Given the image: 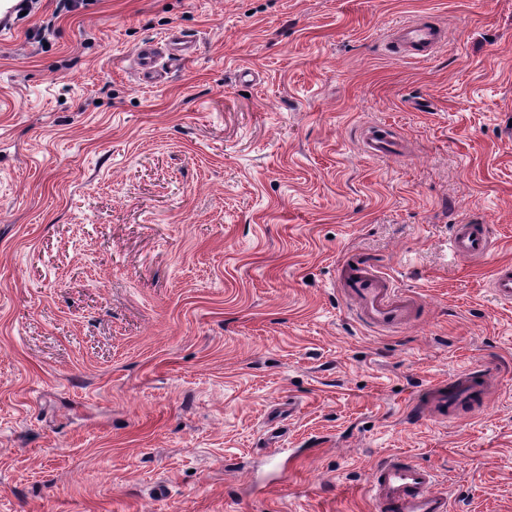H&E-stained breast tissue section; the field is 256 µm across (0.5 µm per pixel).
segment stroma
<instances>
[{"mask_svg": "<svg viewBox=\"0 0 512 512\" xmlns=\"http://www.w3.org/2000/svg\"><path fill=\"white\" fill-rule=\"evenodd\" d=\"M57 4L0 38V512H372L388 455L512 512V0ZM406 21L446 48L394 54ZM173 30L193 54L141 84ZM466 221L493 261L453 260ZM354 252L424 317L356 321ZM478 360L485 397L418 418ZM192 54V45L181 34L171 33L165 42L146 41L135 53L139 78L142 84L159 86L167 78L170 66L160 63L167 55L168 60L182 61ZM363 150L370 157H386L397 150V137L383 126H370L364 134ZM491 288L500 299L512 301V266L510 264L496 266L494 277L491 279Z\"/></svg>", "mask_w": 512, "mask_h": 512, "instance_id": "1", "label": "stroma"}]
</instances>
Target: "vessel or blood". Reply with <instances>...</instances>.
Listing matches in <instances>:
<instances>
[{
  "instance_id": "1",
  "label": "vessel or blood",
  "mask_w": 512,
  "mask_h": 512,
  "mask_svg": "<svg viewBox=\"0 0 512 512\" xmlns=\"http://www.w3.org/2000/svg\"><path fill=\"white\" fill-rule=\"evenodd\" d=\"M389 40L403 53L418 59L447 45L443 27L416 21L392 28ZM191 53L189 42L177 33L162 43H142L135 54L142 84H163L168 62L184 60ZM396 148V136L385 127H368L363 138V150L368 156L384 157ZM449 248L461 262L486 260L495 253L497 242L489 225L464 222L453 226ZM338 285L350 301L354 317L372 328L393 329L408 323L420 306L419 299L398 288L379 265L357 253L349 254L340 265ZM491 287L500 299L512 301L511 265L496 266ZM492 373V366L480 363L431 386L424 394L427 420L444 421L459 405L473 401L483 393ZM368 493L374 512H449L448 495L438 489L434 472L409 459L394 457L375 463Z\"/></svg>"
}]
</instances>
